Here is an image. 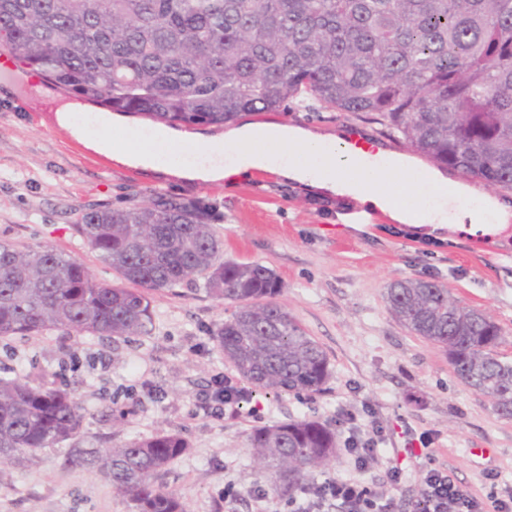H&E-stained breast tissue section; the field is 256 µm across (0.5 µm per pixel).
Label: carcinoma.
<instances>
[{"mask_svg": "<svg viewBox=\"0 0 512 512\" xmlns=\"http://www.w3.org/2000/svg\"><path fill=\"white\" fill-rule=\"evenodd\" d=\"M0 46L56 87L114 112L169 126L234 124L304 95L368 115L434 168L512 191V0H0ZM213 212L156 195L125 208L92 205L79 231L130 287L97 280L50 245L0 242V338L62 329L126 338L151 323L150 293L200 277L233 308L215 331L256 390L311 395L331 375L322 347L278 302L282 281L255 262L224 260ZM152 229L143 238L144 227ZM391 314L440 346L455 376L512 416L503 328L434 280L385 292ZM75 397L0 378V455L20 458L77 436ZM340 429L308 417L256 427L249 446L293 491L340 448ZM189 448L158 432L120 446L72 450L97 464L134 512H185L155 474Z\"/></svg>", "mask_w": 512, "mask_h": 512, "instance_id": "obj_1", "label": "carcinoma"}]
</instances>
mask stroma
Segmentation results:
<instances>
[{
    "mask_svg": "<svg viewBox=\"0 0 512 512\" xmlns=\"http://www.w3.org/2000/svg\"><path fill=\"white\" fill-rule=\"evenodd\" d=\"M55 99L20 83L0 99V241L25 250L48 244L82 261L93 276L117 275L86 245L78 230L82 210L95 204L124 207L160 193L201 202L215 214L224 258L274 269L283 282L280 303L325 350L331 375L320 392L301 398L255 391L218 349L214 332L230 312L196 278L151 295L146 332L112 340L64 330L0 339V377L72 393L83 412L78 437L22 461L0 458V512H131L105 472L75 466L72 448H105L147 438L159 430L181 434L186 453L156 482L177 495L187 512H294L287 497L270 491V472L254 459L248 436L258 426L291 417L335 424L351 411L363 433L384 430L377 464L366 476L373 493L410 512L425 489L422 474H448L483 505L512 488V418L462 383L441 348L400 325L385 305L387 286L401 279L433 278L465 306L496 320L512 359V226L489 240H449L389 218L363 231L344 215L350 199L311 197L270 173L224 181H188L172 175L180 149L156 146L158 169L146 170L96 152L97 137L139 144L155 120L128 116L125 126L93 122L98 107L84 103L62 123ZM276 122L321 133L358 128L373 141L378 124L324 109L313 98L287 105ZM80 126L76 138L70 125ZM238 391L237 416L213 417L199 398L215 386ZM432 439L422 447L423 436ZM401 468L391 483L388 467ZM265 500H257V492Z\"/></svg>",
    "mask_w": 512,
    "mask_h": 512,
    "instance_id": "35a3bbf8",
    "label": "stroma"
}]
</instances>
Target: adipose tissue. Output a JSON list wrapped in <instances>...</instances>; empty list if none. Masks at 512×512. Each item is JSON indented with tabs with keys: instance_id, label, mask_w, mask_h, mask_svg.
<instances>
[{
	"instance_id": "ef3b65f1",
	"label": "adipose tissue",
	"mask_w": 512,
	"mask_h": 512,
	"mask_svg": "<svg viewBox=\"0 0 512 512\" xmlns=\"http://www.w3.org/2000/svg\"><path fill=\"white\" fill-rule=\"evenodd\" d=\"M288 141L298 145L310 155V162L297 160L274 161L269 151L271 145ZM213 147L236 148V158L226 164L219 159L206 157L197 163L176 169L178 177L189 180H228L235 184L249 178L257 171L276 174L293 187L305 193L323 197L336 196L356 201L364 209L387 213L401 224H418L428 227L430 233L449 232L465 236L481 235L492 238L512 223V203L505 199L484 195L477 206H449V195L466 197L463 187L449 189L448 178L432 170L424 175L425 183L437 193L431 208L423 210L398 204L393 187L386 179L388 166L398 163L396 155L385 151L370 156L363 175L349 177L337 174V167L356 165L355 155L345 152L341 137L323 134L299 126L241 123L213 140Z\"/></svg>"
}]
</instances>
